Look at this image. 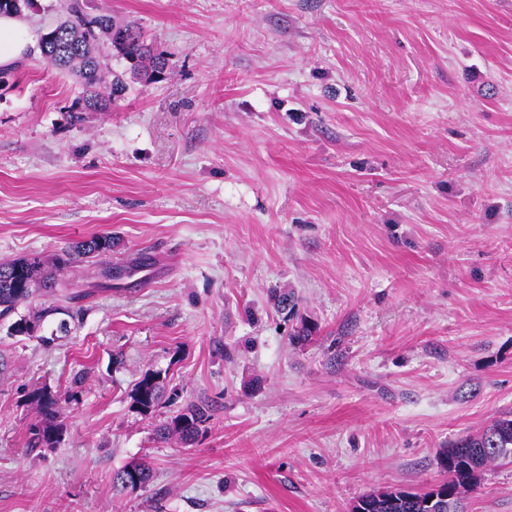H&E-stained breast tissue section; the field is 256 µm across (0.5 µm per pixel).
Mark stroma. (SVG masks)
<instances>
[{"label": "stroma", "mask_w": 512, "mask_h": 512, "mask_svg": "<svg viewBox=\"0 0 512 512\" xmlns=\"http://www.w3.org/2000/svg\"><path fill=\"white\" fill-rule=\"evenodd\" d=\"M79 2L169 65L105 112L36 47L0 78V260L114 240L64 275L66 337L0 329V512H350L442 480L512 411V0ZM39 388L76 393L51 451ZM191 403L198 437L159 442ZM466 501L512 512V463ZM161 372L145 373L137 382L132 393L133 405L144 415L152 414L163 396Z\"/></svg>", "instance_id": "obj_1"}]
</instances>
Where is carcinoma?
Returning a JSON list of instances; mask_svg holds the SVG:
<instances>
[{
    "mask_svg": "<svg viewBox=\"0 0 512 512\" xmlns=\"http://www.w3.org/2000/svg\"><path fill=\"white\" fill-rule=\"evenodd\" d=\"M105 34L113 48L127 63L132 77L149 78L163 73L168 59L155 52L144 33L130 22H120L109 14L89 16L75 0L69 15L47 32L53 55L46 58L52 67L71 73L79 79L81 92L73 104L75 111H103L112 100L126 89L123 77L113 76L110 84L101 80L97 56L99 34ZM112 250V238L93 236L64 249L52 265L40 258H22L0 262V328L7 327L11 338H38L49 346L68 333V323L60 321L50 334L37 336L40 320L18 315V308L36 292L35 285L60 301L72 302L75 297L67 293L59 279L60 273L90 258ZM161 372L144 374L132 393L133 405L144 415L153 413L163 396ZM36 401L43 420L30 425L29 443L33 448H54L60 440L65 406L74 400V394L65 392L51 395L37 392ZM206 420V410L189 405L159 426V438L173 437L190 442L199 433ZM512 459V413L494 419L483 429L468 434L439 453V465L446 474L442 481V498L435 512H464L465 493L477 486L487 466ZM428 492H412L402 488L366 493L359 497L364 512H428L424 507Z\"/></svg>",
    "mask_w": 512,
    "mask_h": 512,
    "instance_id": "obj_1",
    "label": "carcinoma"
}]
</instances>
